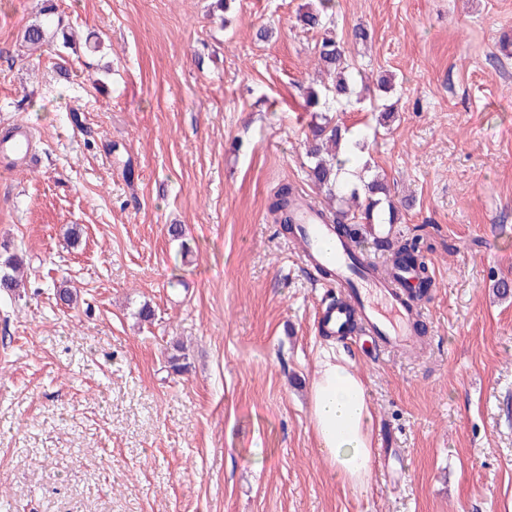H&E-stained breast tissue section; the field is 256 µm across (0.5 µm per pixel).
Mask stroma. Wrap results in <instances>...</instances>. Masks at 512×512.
Segmentation results:
<instances>
[{"instance_id": "35a3bbf8", "label": "stroma", "mask_w": 512, "mask_h": 512, "mask_svg": "<svg viewBox=\"0 0 512 512\" xmlns=\"http://www.w3.org/2000/svg\"><path fill=\"white\" fill-rule=\"evenodd\" d=\"M311 2L0 0V133L28 127L40 156L0 175V253L30 265L0 293L9 512H512V296L494 288L512 280V0H339L333 18L365 84L333 119L363 133L401 230L427 236L416 354L322 334L336 287L267 210L284 181L317 194L302 106L320 34L297 22ZM35 22L75 50H30ZM382 79L386 120L365 99ZM330 349L393 451L357 490L309 423Z\"/></svg>"}]
</instances>
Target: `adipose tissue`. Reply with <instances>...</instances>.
<instances>
[{"label": "adipose tissue", "instance_id": "1", "mask_svg": "<svg viewBox=\"0 0 512 512\" xmlns=\"http://www.w3.org/2000/svg\"><path fill=\"white\" fill-rule=\"evenodd\" d=\"M311 429L337 478L366 485L371 470L373 417L364 381L346 365L323 359L310 395Z\"/></svg>", "mask_w": 512, "mask_h": 512}]
</instances>
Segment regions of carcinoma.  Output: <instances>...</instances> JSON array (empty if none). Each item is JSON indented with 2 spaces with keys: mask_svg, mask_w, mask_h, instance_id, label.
I'll use <instances>...</instances> for the list:
<instances>
[{
  "mask_svg": "<svg viewBox=\"0 0 512 512\" xmlns=\"http://www.w3.org/2000/svg\"><path fill=\"white\" fill-rule=\"evenodd\" d=\"M318 3L319 7L300 13L298 21L305 28L322 31L317 47L319 60L336 72V81L331 87H309L306 90V107L318 113L317 120L310 124L306 135L307 156L310 159L308 177L332 200L326 210L336 231L341 235L346 232L352 235L357 233V228L349 222V216H359L362 224H395L399 209L380 179L375 177L367 181L360 177L352 181L344 178L346 165L359 160L364 152L365 137L350 134L349 128L339 126L325 115L329 110V101L333 100L341 106L351 100L355 71L347 60L343 45L330 28L335 0H318ZM23 39L39 46L53 39V36L43 25L35 23L25 28ZM296 194L291 183L282 182L274 187L268 200L273 222L279 225L282 233L291 236L297 230V225L288 215V205ZM379 245L390 252L394 265L415 272L417 290L410 293V298L415 302L421 300L432 285L422 254V238L418 235L395 240L383 238L379 240ZM27 276L28 267L22 257L8 254L0 258L1 290L7 293L17 291L25 286Z\"/></svg>",
  "mask_w": 512,
  "mask_h": 512,
  "instance_id": "cac0c4a2",
  "label": "carcinoma"
}]
</instances>
